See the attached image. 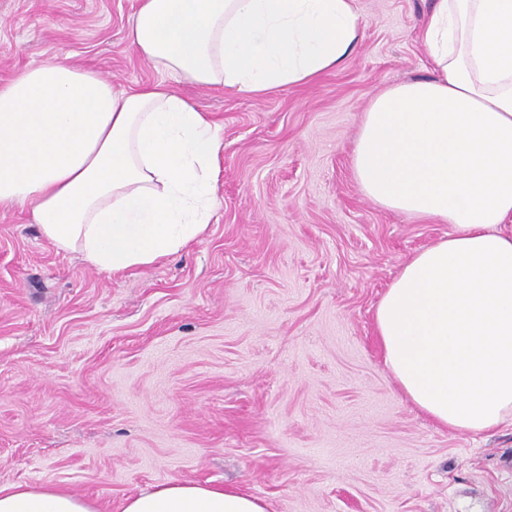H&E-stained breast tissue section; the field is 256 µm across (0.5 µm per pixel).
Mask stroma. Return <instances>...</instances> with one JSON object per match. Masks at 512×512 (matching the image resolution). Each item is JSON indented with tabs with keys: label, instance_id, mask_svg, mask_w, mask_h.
I'll use <instances>...</instances> for the list:
<instances>
[{
	"label": "stroma",
	"instance_id": "stroma-1",
	"mask_svg": "<svg viewBox=\"0 0 512 512\" xmlns=\"http://www.w3.org/2000/svg\"><path fill=\"white\" fill-rule=\"evenodd\" d=\"M433 0H359L348 61L263 98L180 82L223 127L204 236L107 272L26 208L0 210V487L117 512L172 481L266 512H512V426L438 425L383 362L375 308L448 225L380 209L352 152L371 100L429 77ZM137 0H0V81L67 54L119 91L163 75L128 47Z\"/></svg>",
	"mask_w": 512,
	"mask_h": 512
}]
</instances>
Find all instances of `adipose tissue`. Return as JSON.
Segmentation results:
<instances>
[{
	"label": "adipose tissue",
	"instance_id": "obj_1",
	"mask_svg": "<svg viewBox=\"0 0 512 512\" xmlns=\"http://www.w3.org/2000/svg\"><path fill=\"white\" fill-rule=\"evenodd\" d=\"M358 0H138L130 46L164 81L117 92L48 61L0 83V205L29 204L57 248L108 272L200 239L223 205L221 126L173 81L260 98L342 66ZM419 38L428 78L370 103L352 156L376 206L449 225L375 309L384 363L439 425L512 423V0H435ZM0 512H100L55 486L0 487ZM121 512H265L233 489L175 481Z\"/></svg>",
	"mask_w": 512,
	"mask_h": 512
}]
</instances>
